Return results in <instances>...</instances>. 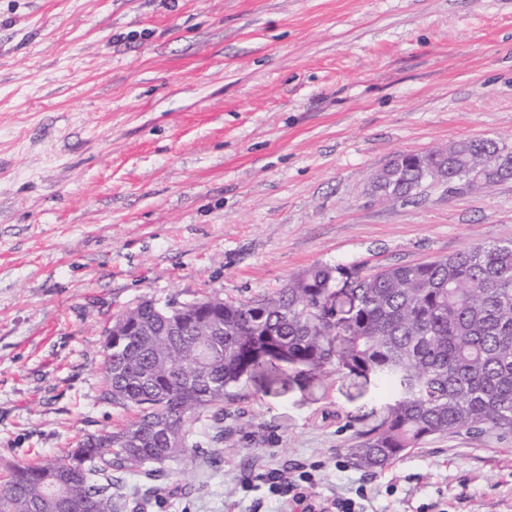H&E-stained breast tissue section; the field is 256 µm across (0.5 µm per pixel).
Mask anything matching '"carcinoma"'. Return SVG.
<instances>
[{
  "instance_id": "obj_1",
  "label": "carcinoma",
  "mask_w": 512,
  "mask_h": 512,
  "mask_svg": "<svg viewBox=\"0 0 512 512\" xmlns=\"http://www.w3.org/2000/svg\"><path fill=\"white\" fill-rule=\"evenodd\" d=\"M472 174L469 186L512 180V149L467 140L436 160L391 159L380 201L410 197L426 169ZM176 303L137 304L142 336L104 345V399L139 409L116 429L0 476V512H112V486L127 475L158 480L161 466L200 447L196 424L268 355L306 378L355 377L386 399L372 425L356 428L354 463L381 468L426 439L460 429L512 433V241L469 246L423 262L369 270L315 264L276 294L254 300L195 301L196 323L172 335ZM173 435L162 439L163 431Z\"/></svg>"
}]
</instances>
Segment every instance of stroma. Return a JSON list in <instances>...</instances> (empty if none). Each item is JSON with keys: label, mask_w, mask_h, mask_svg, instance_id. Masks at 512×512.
<instances>
[{"label": "stroma", "mask_w": 512, "mask_h": 512, "mask_svg": "<svg viewBox=\"0 0 512 512\" xmlns=\"http://www.w3.org/2000/svg\"><path fill=\"white\" fill-rule=\"evenodd\" d=\"M512 146V0H0V469L133 411L104 333L145 299L247 300L316 263L368 267L512 240V180L380 202L394 155ZM201 454L130 475L116 512H289L261 475L313 470L358 512H512V433L436 436L370 471L361 379H244ZM366 497H359V488Z\"/></svg>", "instance_id": "35a3bbf8"}]
</instances>
